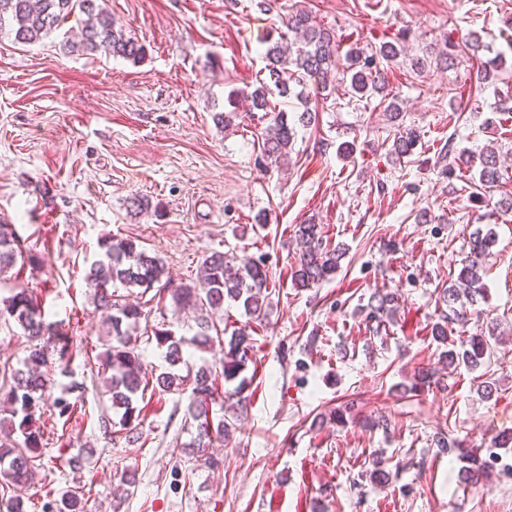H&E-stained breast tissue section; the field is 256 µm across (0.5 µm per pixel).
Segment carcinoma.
<instances>
[{
	"label": "carcinoma",
	"mask_w": 512,
	"mask_h": 512,
	"mask_svg": "<svg viewBox=\"0 0 512 512\" xmlns=\"http://www.w3.org/2000/svg\"><path fill=\"white\" fill-rule=\"evenodd\" d=\"M77 16L81 24L79 36L65 38L63 49L69 53L95 54L104 52L137 63L144 59L143 44L125 34L104 5V0H0V33L14 35V40L31 44L58 31L70 16ZM294 40L269 44L265 51L267 80L246 98L249 111L263 112L269 118L263 146V159L277 163L285 159L296 136L284 111H270L267 98L268 84H273L279 95L291 93L290 85L300 87L296 97L305 101L308 89L326 86L327 78L336 74L341 82H350V89L360 96L378 94L387 99L384 70L373 59L360 51H350L340 57V42L336 34L314 24L304 10L288 14L282 19ZM502 66V59L490 60L476 71L480 86L493 83L494 71ZM478 181L483 187L494 185L499 178L496 156H481ZM300 245L291 279L302 288L317 286L336 276L339 269V250L324 241L323 226L315 223L299 224L295 229ZM495 243L490 231H476L469 237V255L458 274V283L439 291L438 300L448 307L432 327L433 338L448 340V325L465 323L470 311L467 306L485 299L483 273L490 250ZM104 253L86 269L84 282L90 289L95 308L108 325L106 348L97 355V372L104 376L106 393L112 410L120 414L119 425L127 431L128 444L139 440L136 433L141 408L149 388L182 393L191 390L185 409V419L191 420L189 442L183 447L192 449L195 462L210 466L215 459L209 453L213 442L228 436L233 424L224 416V402L237 398L242 403L246 379L240 378L248 362L252 361L253 345L249 324L224 325V301L242 304L252 318L264 316V307L270 295V277L261 261L232 260L222 253H213L201 264L202 286L181 284L174 288L158 289V295L169 293L178 311L194 318L192 336L179 335L172 326L144 329L147 338L165 349L168 368L154 379L146 377L142 354L130 338L146 317L144 304H132L118 295V287L142 288L148 292L161 282L166 274L162 259L138 246L128 238L110 237L102 243ZM37 264V257L25 252L21 237L14 225L0 223V276L16 265ZM393 294H375L369 297L361 310L367 322L382 323L395 317ZM14 323L22 330L26 344L23 357L16 364L0 362V389H6L4 416L0 417V488L13 492L0 500V512H25L20 497L22 489L35 473L42 469L52 471L44 463L39 449L44 447L42 418L44 405L52 401L51 416L67 426L79 412L83 400L73 396L76 386H70L52 399L50 391L56 372H65L77 355L88 357L84 347L73 343L64 326L48 320L42 300L30 288H12L10 295L0 300V322ZM494 332H480L467 337L460 348L443 352L448 365L482 367L494 356ZM222 346L224 360L219 369L207 364L193 366L184 357V349L205 351L214 345ZM239 380L229 391L224 384ZM434 444L442 454L454 455L465 463V471L473 483L481 482L488 470L487 460L477 456L466 441L441 430L434 436ZM79 491L68 489L60 499L48 501L43 512H78Z\"/></svg>",
	"instance_id": "carcinoma-1"
}]
</instances>
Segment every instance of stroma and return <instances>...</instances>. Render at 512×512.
<instances>
[{"instance_id":"1","label":"stroma","mask_w":512,"mask_h":512,"mask_svg":"<svg viewBox=\"0 0 512 512\" xmlns=\"http://www.w3.org/2000/svg\"><path fill=\"white\" fill-rule=\"evenodd\" d=\"M106 5L145 45L141 62L65 53L59 31L31 44L0 34V220L39 259L9 272L0 297L36 289L51 320L97 354L106 327L83 277L100 241L122 237L158 254L176 285L197 283L215 251L262 261L270 308L253 322L224 304L225 324L251 323L254 350L248 410L225 406L235 428L215 444L218 466L189 461L184 394L147 391L139 444L104 433L98 418L111 403L79 358L55 383L80 386L85 414L66 426L46 419L53 479L24 490L27 512L74 487L82 512H512V477L493 466L472 485L433 443L446 427L486 456L495 435L512 431V215L501 210L512 199V113L496 109L512 86V0H275L268 12L257 0ZM299 9L335 29L343 48L400 47V63L384 70L400 114L337 83L305 104L270 95L297 124L290 158L276 166L262 159L267 123L247 119L245 95L266 78L265 38L284 35L281 16ZM481 29L482 48L458 47L453 67L437 64L450 31ZM498 55L506 65L495 87L479 88L478 67ZM233 108L239 118L217 126L215 114ZM307 108L317 119L303 126ZM410 131L414 153L396 155L394 140ZM490 144L502 178L478 207V169L458 156ZM136 195L158 215L131 216ZM307 222L348 252L333 280L302 289L290 270L294 227ZM478 228L495 233L482 316L453 326L447 343L493 325L498 344L490 368L454 369L431 328L438 291L456 279ZM378 291L396 293L399 311L375 331L359 307ZM422 367L439 384L407 391ZM349 402L352 420L330 422ZM370 415L387 429L364 428ZM375 461L391 474L386 486L365 476Z\"/></svg>"}]
</instances>
